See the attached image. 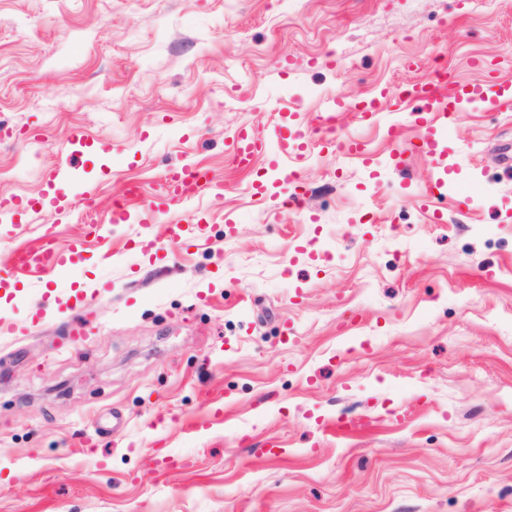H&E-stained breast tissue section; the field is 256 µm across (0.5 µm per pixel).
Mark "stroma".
I'll list each match as a JSON object with an SVG mask.
<instances>
[{"label":"stroma","mask_w":512,"mask_h":512,"mask_svg":"<svg viewBox=\"0 0 512 512\" xmlns=\"http://www.w3.org/2000/svg\"><path fill=\"white\" fill-rule=\"evenodd\" d=\"M479 61L503 95L463 101L441 157L395 165L420 129L350 108ZM280 122L315 148L238 168L226 139ZM76 130L65 189L99 193L59 222L28 202ZM193 163L220 190L90 234ZM0 198V512H512V0H0ZM46 234L75 264L13 273ZM141 198V191L136 185L128 184L124 192V198L117 200L112 205V224H126L131 218L132 201H137Z\"/></svg>","instance_id":"stroma-1"}]
</instances>
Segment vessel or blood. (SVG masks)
I'll list each match as a JSON object with an SVG mask.
<instances>
[{
  "label": "vessel or blood",
  "instance_id": "obj_1",
  "mask_svg": "<svg viewBox=\"0 0 512 512\" xmlns=\"http://www.w3.org/2000/svg\"><path fill=\"white\" fill-rule=\"evenodd\" d=\"M481 85L456 86L449 84L448 77L443 73H435L433 77L409 85H400L393 89H383L384 97L398 101H411L414 104L412 116L415 122L423 128H431L433 121H448L452 119L457 103L467 94H481ZM85 137L80 131H73L68 139L70 144L66 152L65 162L53 165L47 177V186L51 191L49 203L56 215L68 217L76 203L92 204L98 189L94 186L84 187L79 198H72L63 188L71 169L74 168L75 157L79 152L77 146L83 143ZM280 145L288 142L299 143L308 147L309 139L303 129L278 126L271 137L256 134L253 129L245 127L236 132L228 142V148L233 161L238 167L249 168L254 159L263 154L269 147L270 141ZM166 193L163 196L145 202V211L158 212L172 204L188 199L197 188L214 189L218 183L213 174L202 173L200 165L185 164L167 170L165 174ZM141 191L135 185H127L124 197L112 205L111 221L115 224L128 223L131 218L130 204L139 200ZM74 253L56 250L51 239H43L38 248H18L15 252L14 268L25 271L30 268L56 270L70 267L74 262Z\"/></svg>",
  "mask_w": 512,
  "mask_h": 512
}]
</instances>
